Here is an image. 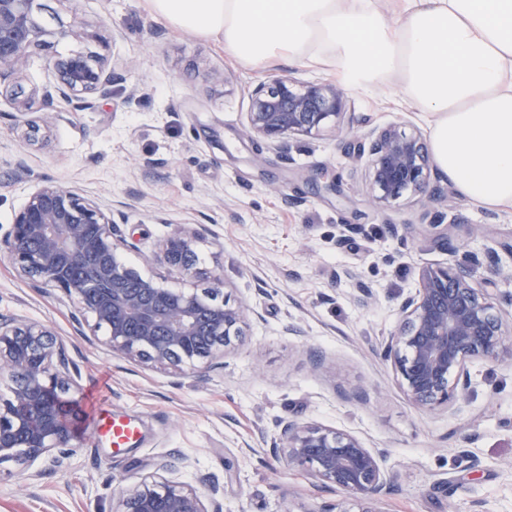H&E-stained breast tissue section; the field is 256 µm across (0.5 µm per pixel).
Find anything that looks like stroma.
<instances>
[{
	"instance_id": "stroma-1",
	"label": "stroma",
	"mask_w": 512,
	"mask_h": 512,
	"mask_svg": "<svg viewBox=\"0 0 512 512\" xmlns=\"http://www.w3.org/2000/svg\"><path fill=\"white\" fill-rule=\"evenodd\" d=\"M70 37L32 48L23 74L0 82V235L28 197L52 181L110 204L125 258L146 269L173 225L201 238L197 265L221 274L230 304L255 315L222 364L180 374L116 355L79 336L76 301L22 276L0 256V316L46 323L79 370L72 397L81 433L61 466L37 460L29 474L0 465V512H110L122 489L167 464L202 487L218 478L224 512H314L353 503L292 470L275 449L284 423L348 432L381 454L393 484L384 512H512V363L469 365L468 396L415 407L378 343L396 329L402 298L426 265L460 262L475 281L485 255L512 247V209L462 196L447 176L427 204L408 199L381 212L349 148L359 121L411 123L423 109L394 82L352 90L355 126L299 144L285 158L251 138L247 86L269 76L335 80L329 67L245 65L208 37L153 17L144 0H42ZM103 57L122 76L91 108L55 100L58 119L27 141L55 60ZM29 106L18 113L15 102ZM449 223L450 247H431L433 221ZM373 299L354 301L359 287ZM102 406L139 421L141 437L115 451L92 435Z\"/></svg>"
}]
</instances>
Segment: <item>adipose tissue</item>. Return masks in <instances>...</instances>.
Here are the masks:
<instances>
[{
  "label": "adipose tissue",
  "mask_w": 512,
  "mask_h": 512,
  "mask_svg": "<svg viewBox=\"0 0 512 512\" xmlns=\"http://www.w3.org/2000/svg\"><path fill=\"white\" fill-rule=\"evenodd\" d=\"M185 33L213 38L247 64L335 68L350 89L395 80L433 118L429 148L458 192L512 208V0H146Z\"/></svg>",
  "instance_id": "adipose-tissue-1"
}]
</instances>
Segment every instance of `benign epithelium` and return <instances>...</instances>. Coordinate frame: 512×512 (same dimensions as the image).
<instances>
[{
	"instance_id": "obj_1",
	"label": "benign epithelium",
	"mask_w": 512,
	"mask_h": 512,
	"mask_svg": "<svg viewBox=\"0 0 512 512\" xmlns=\"http://www.w3.org/2000/svg\"><path fill=\"white\" fill-rule=\"evenodd\" d=\"M38 0H0V80L24 72L30 49L52 32L40 19ZM58 74L54 96L80 110L91 96H106L121 76L82 55L53 63ZM249 131L285 156L298 138H315L351 124V102L336 83L300 82L274 76L247 88ZM367 171L371 202L391 209L400 199L426 194L436 167L426 137L400 126L372 128L358 136L349 152ZM113 211L75 191L48 182L34 191L16 214L3 243L8 260L24 275L58 289L78 303V314L92 319L90 335L104 332L113 353L146 363L201 374L224 356L252 310L224 301V280L209 276V286L192 281L196 235L178 224L162 247L163 259L179 269L182 286L171 288L154 273L141 272L123 258ZM488 276L473 281L461 264L424 266L419 286L400 304V322L380 344L399 384L417 407L431 409L464 397L470 387L469 362L512 361V330L504 324L501 295L489 286L502 274L500 257L489 256ZM12 383L0 396V465L25 466L55 450L70 447L77 419L69 393L75 383L70 362L47 325L0 317V381ZM279 441L288 467L347 493L357 512H383L393 491L380 454L356 436L316 424H285ZM161 465L125 491L114 512H222L218 483L205 494L164 475Z\"/></svg>"
}]
</instances>
